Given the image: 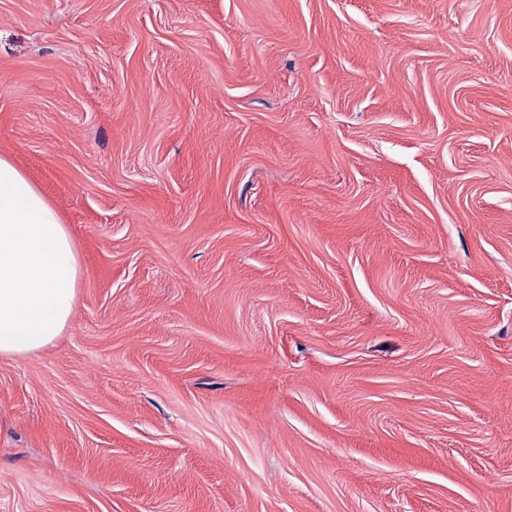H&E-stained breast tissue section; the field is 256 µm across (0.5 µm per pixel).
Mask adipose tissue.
<instances>
[{"label":"adipose tissue","instance_id":"obj_1","mask_svg":"<svg viewBox=\"0 0 512 512\" xmlns=\"http://www.w3.org/2000/svg\"><path fill=\"white\" fill-rule=\"evenodd\" d=\"M79 278L75 245L57 209L0 155V357L28 356L62 336Z\"/></svg>","mask_w":512,"mask_h":512}]
</instances>
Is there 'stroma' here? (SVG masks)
Here are the masks:
<instances>
[{"mask_svg":"<svg viewBox=\"0 0 512 512\" xmlns=\"http://www.w3.org/2000/svg\"><path fill=\"white\" fill-rule=\"evenodd\" d=\"M0 155V512H512V0H0ZM79 278L75 245L57 209L0 155V357L28 356L62 336Z\"/></svg>","mask_w":512,"mask_h":512,"instance_id":"1","label":"stroma"}]
</instances>
